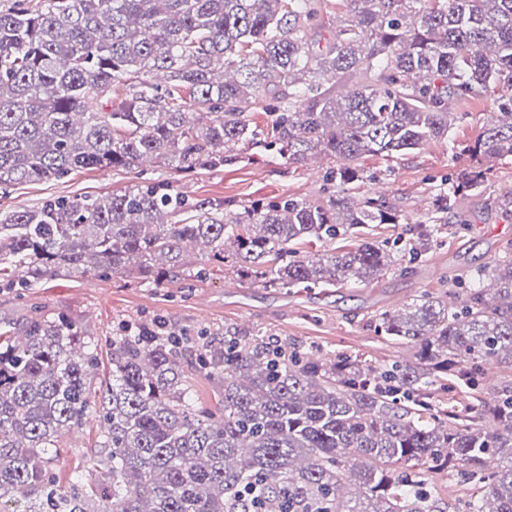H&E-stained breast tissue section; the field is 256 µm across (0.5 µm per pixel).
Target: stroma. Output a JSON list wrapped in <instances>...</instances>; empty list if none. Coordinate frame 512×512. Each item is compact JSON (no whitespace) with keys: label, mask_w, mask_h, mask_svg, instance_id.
Wrapping results in <instances>:
<instances>
[{"label":"stroma","mask_w":512,"mask_h":512,"mask_svg":"<svg viewBox=\"0 0 512 512\" xmlns=\"http://www.w3.org/2000/svg\"><path fill=\"white\" fill-rule=\"evenodd\" d=\"M498 107L496 95L455 105L459 120L447 138L391 157L364 156L359 168L369 177L357 183V194L375 193L384 186L383 198L403 223L415 224L432 210L440 185L450 183L471 163L467 151L479 137L490 112ZM153 182L179 191L192 204L205 202L224 211L302 199L325 201L330 189L324 171L291 164L257 149H246L239 161L219 168L185 174L163 163L131 168H105L75 172L61 180L27 183L0 190V218L17 210H31L55 196L120 193ZM512 191V158L491 168L478 196H460L458 209L448 215V228L420 260L403 271L370 283L328 294L288 295L256 283L237 281V291L225 288L234 275L214 268L203 280L178 277L151 288L124 276L60 275L37 287L19 289L0 282V326L19 324L38 310L43 315H64L80 323L99 354H107L113 337L125 327H164L166 331L206 336L219 342L231 332L251 341L262 333L281 344L327 358L351 354L368 364L383 366L412 357L411 346L394 343L379 332L380 314L395 310L407 300L441 292H461L475 269L494 264L503 246L512 241V222L501 218L492 205L495 197ZM512 390V368L484 367L480 386L468 389L453 381L435 384L434 396L444 405L460 409L478 401H492L504 389ZM101 424L96 411H88L81 425L66 435L54 469L60 490H68L75 477L97 483L102 471L95 461L100 452Z\"/></svg>","instance_id":"stroma-1"}]
</instances>
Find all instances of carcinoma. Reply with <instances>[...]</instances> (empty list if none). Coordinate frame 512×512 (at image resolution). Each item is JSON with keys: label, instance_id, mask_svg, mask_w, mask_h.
<instances>
[{"label": "carcinoma", "instance_id": "cac0c4a2", "mask_svg": "<svg viewBox=\"0 0 512 512\" xmlns=\"http://www.w3.org/2000/svg\"><path fill=\"white\" fill-rule=\"evenodd\" d=\"M322 2L0 0L1 189L144 158L190 172L262 142L290 163L338 160L326 201L227 218L151 185L47 198L0 220V278L33 288L121 274L159 288L211 263L293 293L369 283L420 258L457 195L482 193L491 164L512 158V0H336L328 38L313 34ZM333 78L354 87L338 96ZM495 89L511 96L468 149L476 163L411 236L295 249L398 224L382 197L350 193L364 179L355 160L444 138L452 105ZM98 99L106 108L89 109ZM198 244L207 260L193 265ZM481 278L491 289H466L454 308L422 295L381 314L384 335L414 348L382 367L228 333L204 343L202 369L222 394L213 409L193 401L178 336L113 338L98 396L110 497L80 478L68 495L55 489L58 441L90 406L97 352L80 324L35 311L0 329V512H459L417 466L457 471L474 490L464 512H512V394L475 414L428 397L441 375L472 388L480 366L512 367V242Z\"/></svg>", "mask_w": 512, "mask_h": 512}]
</instances>
